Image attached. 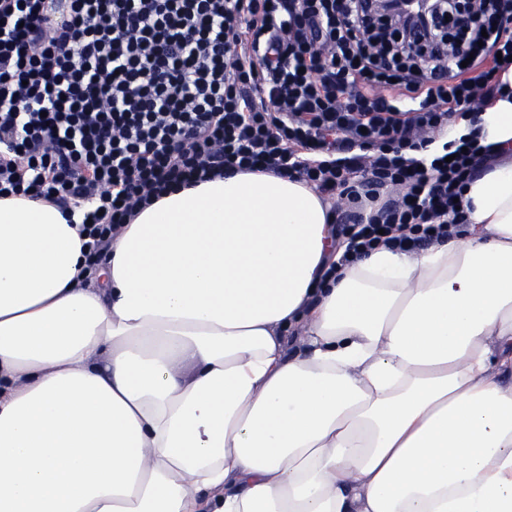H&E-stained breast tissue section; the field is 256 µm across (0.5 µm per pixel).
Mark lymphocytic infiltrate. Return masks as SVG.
Wrapping results in <instances>:
<instances>
[{"label":"lymphocytic infiltrate","mask_w":512,"mask_h":512,"mask_svg":"<svg viewBox=\"0 0 512 512\" xmlns=\"http://www.w3.org/2000/svg\"><path fill=\"white\" fill-rule=\"evenodd\" d=\"M428 45L370 34L369 0H0V195L79 209L86 272L171 186L270 171L330 201L345 265L458 236L492 158L512 0ZM452 161H421L457 118Z\"/></svg>","instance_id":"1"}]
</instances>
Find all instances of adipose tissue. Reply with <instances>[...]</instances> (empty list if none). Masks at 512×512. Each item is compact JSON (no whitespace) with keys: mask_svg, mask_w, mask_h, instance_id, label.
Instances as JSON below:
<instances>
[{"mask_svg":"<svg viewBox=\"0 0 512 512\" xmlns=\"http://www.w3.org/2000/svg\"><path fill=\"white\" fill-rule=\"evenodd\" d=\"M480 117L512 146V98ZM462 205L325 281L329 203L240 171L85 281L78 224L0 198V512H512V157Z\"/></svg>","mask_w":512,"mask_h":512,"instance_id":"obj_1","label":"adipose tissue"}]
</instances>
